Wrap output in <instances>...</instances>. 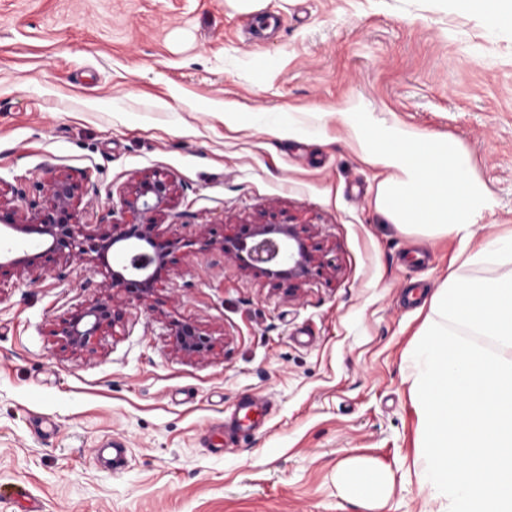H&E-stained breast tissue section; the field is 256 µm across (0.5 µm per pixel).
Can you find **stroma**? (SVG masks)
<instances>
[{
	"mask_svg": "<svg viewBox=\"0 0 512 512\" xmlns=\"http://www.w3.org/2000/svg\"><path fill=\"white\" fill-rule=\"evenodd\" d=\"M273 34L247 38L230 0H0V187L24 215L48 182L78 187L81 222L108 224L146 175L174 184L159 230L179 239L150 301L131 300L94 352L53 331L103 296L77 261L59 275L0 276V512H371L336 468L384 469L378 512H428L415 464L418 333L458 238L392 223L379 169L335 112L359 101L456 139L494 207L480 238L512 231V33L463 0H265ZM233 105L235 121L217 108ZM293 113L322 138L252 122ZM309 224L336 268L298 295L245 275L197 241L242 222ZM211 334L178 353L176 324ZM247 397L228 449L213 425ZM125 448L121 469L104 447Z\"/></svg>",
	"mask_w": 512,
	"mask_h": 512,
	"instance_id": "obj_1",
	"label": "stroma"
}]
</instances>
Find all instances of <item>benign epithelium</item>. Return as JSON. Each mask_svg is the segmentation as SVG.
Here are the masks:
<instances>
[{
  "label": "benign epithelium",
  "mask_w": 512,
  "mask_h": 512,
  "mask_svg": "<svg viewBox=\"0 0 512 512\" xmlns=\"http://www.w3.org/2000/svg\"><path fill=\"white\" fill-rule=\"evenodd\" d=\"M76 194L77 187L69 178L56 177L43 199L29 201L28 213L18 220L0 189L3 226L26 236L36 235L45 245L34 253L17 249L6 261H0V271L5 267L18 274L34 269L53 271L62 258L79 260L91 264L103 277L105 287L124 288L140 300L149 298L168 264L170 243L154 232L153 217L172 201L170 181L156 175L143 178L135 193L122 199L121 221L93 228L77 219ZM199 237L205 246L237 263L244 273L262 277L273 286L286 284L292 292L333 268L312 246L302 224H244L240 232L220 240L209 237L203 225ZM115 250L130 256V261L112 267L108 257ZM121 317L122 310L113 298L99 299L64 319L56 336L65 350L91 352L101 333ZM175 345L183 354L195 357H204L211 349L208 334L191 324L176 331Z\"/></svg>",
  "instance_id": "benign-epithelium-1"
}]
</instances>
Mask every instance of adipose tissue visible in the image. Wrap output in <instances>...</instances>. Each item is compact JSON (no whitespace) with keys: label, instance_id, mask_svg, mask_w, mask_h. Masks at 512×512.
<instances>
[{"label":"adipose tissue","instance_id":"1","mask_svg":"<svg viewBox=\"0 0 512 512\" xmlns=\"http://www.w3.org/2000/svg\"><path fill=\"white\" fill-rule=\"evenodd\" d=\"M365 159L385 172L376 205L394 223L434 234L474 240L493 202L471 168L469 155L452 138H430L417 130L390 123L348 103L336 114ZM336 482L348 498L379 501L385 498L389 477L360 460H348Z\"/></svg>","mask_w":512,"mask_h":512}]
</instances>
